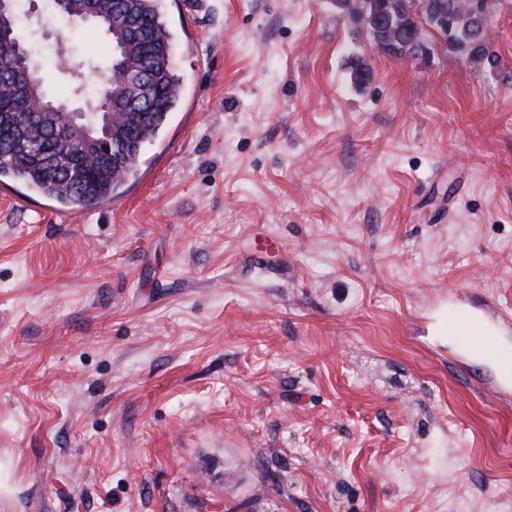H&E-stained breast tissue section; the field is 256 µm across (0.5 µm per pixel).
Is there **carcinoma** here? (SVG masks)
Masks as SVG:
<instances>
[{"label":"carcinoma","mask_w":512,"mask_h":512,"mask_svg":"<svg viewBox=\"0 0 512 512\" xmlns=\"http://www.w3.org/2000/svg\"><path fill=\"white\" fill-rule=\"evenodd\" d=\"M471 7L469 0H336V6L352 15L360 13L366 19V31L374 46L395 57L408 58L421 50L429 31L420 25V16L435 21L448 17V30L440 31L448 49L462 59L486 62L498 66L499 58L489 38L492 20L484 5ZM139 20L152 24L158 38L165 40L169 32L157 7V0H139ZM20 39L17 26L0 24V55L10 50ZM351 79L357 86L369 82L371 68L357 59L351 65ZM179 77L172 72L162 81L161 97L151 92L145 110L148 123L154 127L164 124L179 99ZM41 137L37 122L28 109L19 108L11 113L8 129L0 128V177H10L28 188L51 198L64 206L88 207L112 198V192L134 173L138 158L129 153L123 161L122 171L112 174L111 164L96 160L87 171L76 174L68 169L67 157L73 145L63 143L56 169L50 171L37 154Z\"/></svg>","instance_id":"1"}]
</instances>
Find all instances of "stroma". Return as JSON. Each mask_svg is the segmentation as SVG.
Listing matches in <instances>:
<instances>
[{"mask_svg":"<svg viewBox=\"0 0 512 512\" xmlns=\"http://www.w3.org/2000/svg\"><path fill=\"white\" fill-rule=\"evenodd\" d=\"M488 4L495 69L336 0H161L182 93L136 173L72 223L0 179V512H512V398L436 326L512 317Z\"/></svg>","mask_w":512,"mask_h":512,"instance_id":"stroma-1","label":"stroma"}]
</instances>
